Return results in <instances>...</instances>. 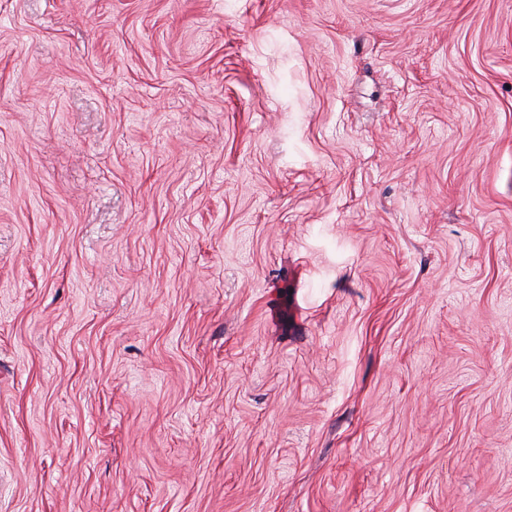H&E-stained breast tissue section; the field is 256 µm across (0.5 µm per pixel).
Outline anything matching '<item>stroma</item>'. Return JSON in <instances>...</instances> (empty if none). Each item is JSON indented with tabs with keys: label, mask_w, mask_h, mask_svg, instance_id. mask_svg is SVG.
<instances>
[{
	"label": "stroma",
	"mask_w": 512,
	"mask_h": 512,
	"mask_svg": "<svg viewBox=\"0 0 512 512\" xmlns=\"http://www.w3.org/2000/svg\"><path fill=\"white\" fill-rule=\"evenodd\" d=\"M0 512H512V0H0Z\"/></svg>",
	"instance_id": "stroma-1"
}]
</instances>
